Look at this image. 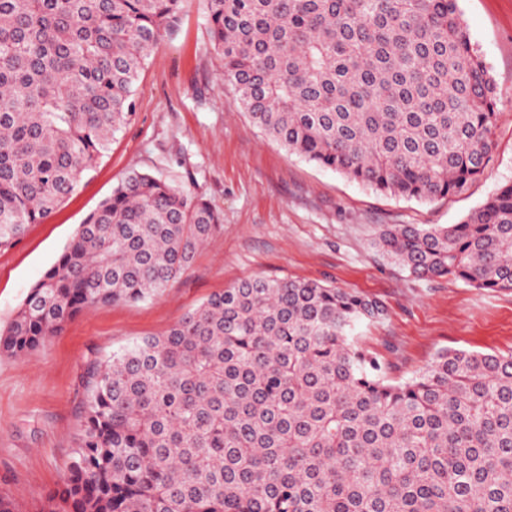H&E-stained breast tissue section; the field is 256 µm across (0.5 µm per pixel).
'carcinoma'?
Listing matches in <instances>:
<instances>
[{
  "mask_svg": "<svg viewBox=\"0 0 512 512\" xmlns=\"http://www.w3.org/2000/svg\"><path fill=\"white\" fill-rule=\"evenodd\" d=\"M184 0H0V250L96 168ZM224 81L287 152L432 200L484 175L497 89L459 0H206ZM223 217L131 171L30 289L0 354L139 302ZM418 278L512 292V182L459 224H389ZM377 300L249 277L89 360L68 473L42 512H512V355L442 351L394 382L355 345Z\"/></svg>",
  "mask_w": 512,
  "mask_h": 512,
  "instance_id": "obj_1",
  "label": "carcinoma"
}]
</instances>
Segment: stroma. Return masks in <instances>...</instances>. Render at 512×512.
<instances>
[{
  "label": "stroma",
  "mask_w": 512,
  "mask_h": 512,
  "mask_svg": "<svg viewBox=\"0 0 512 512\" xmlns=\"http://www.w3.org/2000/svg\"><path fill=\"white\" fill-rule=\"evenodd\" d=\"M463 21L498 90L485 174L455 195H385L286 152L248 121L209 37L205 0H186L136 83L135 115L97 167L42 223L0 251V331L75 236L84 217L134 169L151 172L222 213L190 267L137 303L80 313L20 358L0 355V497L41 512L69 466L80 430L86 360L157 335L241 279H305L377 299L356 324L359 346L403 381L446 349L512 353V292L448 277L420 279L375 247L384 224H457L512 180V0H461Z\"/></svg>",
  "instance_id": "obj_1"
}]
</instances>
